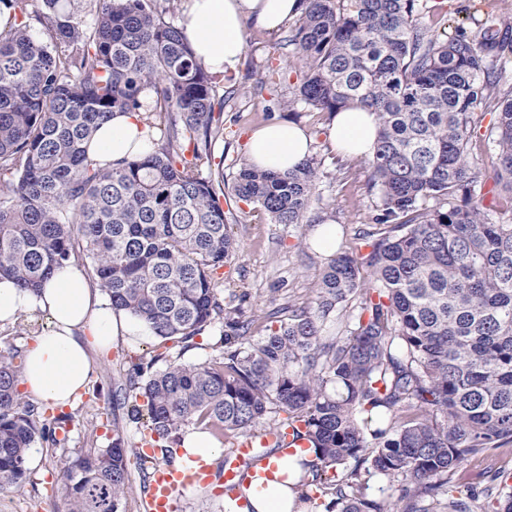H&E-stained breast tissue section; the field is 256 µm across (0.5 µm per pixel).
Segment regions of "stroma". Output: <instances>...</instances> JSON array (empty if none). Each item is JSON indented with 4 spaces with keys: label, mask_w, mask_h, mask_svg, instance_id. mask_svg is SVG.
I'll use <instances>...</instances> for the list:
<instances>
[{
    "label": "stroma",
    "mask_w": 512,
    "mask_h": 512,
    "mask_svg": "<svg viewBox=\"0 0 512 512\" xmlns=\"http://www.w3.org/2000/svg\"><path fill=\"white\" fill-rule=\"evenodd\" d=\"M433 14L444 24L464 25L478 35V22L488 14L512 17V0H431ZM287 28L268 32L254 22L244 24L245 50L235 72L225 75L223 92L224 139L216 146L224 155V174L232 176V163L246 158L253 130L272 121L288 120L306 129L311 153L323 161V176L314 202L303 223L275 224L258 206L229 197L224 201L233 216L229 231L239 243L238 252L217 275L224 281V311L230 316L257 317L255 335H263L272 315L293 303L310 299V289L319 279L328 260L310 244L316 222L335 223L339 237L354 238L369 223L377 196L369 189L371 168L368 158H342L329 145L330 121L326 113L296 105L280 108L278 99L293 98L300 83L298 68H291L286 79L268 84L269 72L283 64ZM210 332L196 336L194 344L182 351L172 342L151 338L130 347L115 345L108 353L92 352L94 375L74 405L51 407L47 416L58 418L57 444L35 443L38 459L21 488L0 492V512H65L66 492L61 479L65 463L92 448H103L112 440L113 428H120L129 447L141 441L140 425L130 418L135 392L127 382L131 359L164 368L170 361L203 362L218 355Z\"/></svg>",
    "instance_id": "35a3bbf8"
}]
</instances>
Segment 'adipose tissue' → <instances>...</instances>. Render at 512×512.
I'll use <instances>...</instances> for the list:
<instances>
[{"instance_id": "ef3b65f1", "label": "adipose tissue", "mask_w": 512, "mask_h": 512, "mask_svg": "<svg viewBox=\"0 0 512 512\" xmlns=\"http://www.w3.org/2000/svg\"><path fill=\"white\" fill-rule=\"evenodd\" d=\"M298 11V0H185L184 31L198 58L215 72H229L244 52L243 23L251 19L266 30L278 29ZM377 132L374 113L351 107L334 115L329 140L345 155H372ZM147 132L134 113H114L87 145L100 165L113 166L143 156ZM311 154V140L298 125L276 121L249 138L248 157L260 169L284 173ZM25 312L47 316L50 331L35 337L20 375L27 395L52 407L72 405L93 372L92 351L107 352L117 341L138 342L152 334L141 318L113 307L109 296L92 285L73 265L58 268L34 291L0 279V323L15 322ZM181 466L212 461L220 444L208 433L186 426L182 430ZM308 449L277 460L273 479H260L244 491L245 506L235 512H293L296 495L287 474L296 470Z\"/></svg>"}]
</instances>
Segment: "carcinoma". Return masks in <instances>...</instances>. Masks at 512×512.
<instances>
[{
  "instance_id": "obj_1",
  "label": "carcinoma",
  "mask_w": 512,
  "mask_h": 512,
  "mask_svg": "<svg viewBox=\"0 0 512 512\" xmlns=\"http://www.w3.org/2000/svg\"><path fill=\"white\" fill-rule=\"evenodd\" d=\"M300 2L285 40L300 85L280 105L332 115L355 104L378 121L372 229L338 246L309 305L256 339L254 320L224 318L216 274L238 249L225 190L301 224L322 162L281 174L243 160L226 182L220 74L175 23L178 0H0V276L35 289L84 257L112 306L157 338L186 350L222 324L224 350L209 360L132 363L144 399L134 419L168 461L186 425L218 441L290 428L313 449L298 462L299 501L390 512L363 475H400L405 512H421L468 457L512 444V224L480 204L489 180L512 203V86L498 69L512 24L492 14L480 37L458 25L442 39L422 21L428 0ZM116 112L160 135L145 156L102 167L85 143ZM477 139L497 147L487 162ZM332 316L342 331L324 336ZM20 359L0 350V491L26 481L36 442H56L18 390ZM127 445L117 429L63 468L67 512H121ZM448 512L489 510L468 482L448 487Z\"/></svg>"
}]
</instances>
